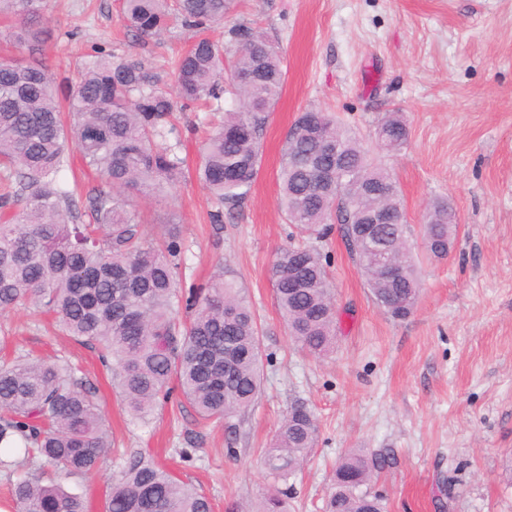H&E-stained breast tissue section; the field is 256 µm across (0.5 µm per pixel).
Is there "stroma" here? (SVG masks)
<instances>
[{
  "label": "stroma",
  "instance_id": "1",
  "mask_svg": "<svg viewBox=\"0 0 512 512\" xmlns=\"http://www.w3.org/2000/svg\"><path fill=\"white\" fill-rule=\"evenodd\" d=\"M120 0H45L43 59L64 76L94 47L138 56L166 91L172 57L192 33L171 24L141 42L119 22ZM244 24L277 48L284 87L263 143L259 176L222 227L210 224L211 196L195 172L203 140L222 114L193 104L180 115V152L190 171L165 202H137L145 232L161 234L168 213L182 225L183 287L206 286L217 269L244 288L262 336L261 395L235 432L200 428L179 391L149 420L131 421L97 350L28 307L0 314V336L34 357L65 356L97 390L116 448L141 449L207 495L214 512L254 507L269 480L263 463L283 418L305 404L318 442L292 478L289 512H322L347 454L391 449L396 462L371 482L390 512H512V0H233L209 37ZM335 114L373 143L385 113H404L410 135L385 163L402 191L412 238L426 206L447 200L458 219L450 256L421 257L422 290L403 321L386 315L346 251L339 231L318 241L340 313L336 348L316 359L289 336L268 269L281 249L308 244L278 208L282 147L300 112ZM201 449L178 454L188 432ZM120 458L64 485L89 512Z\"/></svg>",
  "mask_w": 512,
  "mask_h": 512
}]
</instances>
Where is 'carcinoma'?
<instances>
[{
    "label": "carcinoma",
    "mask_w": 512,
    "mask_h": 512,
    "mask_svg": "<svg viewBox=\"0 0 512 512\" xmlns=\"http://www.w3.org/2000/svg\"><path fill=\"white\" fill-rule=\"evenodd\" d=\"M38 0H0L13 16L9 40L17 59L0 60V170L16 189L0 195V313L35 304L81 344L97 345L112 366L133 420L145 422L176 381L204 425L243 417L261 392V342L242 289L215 274L207 287L180 283L179 221L163 225V244L148 243L130 198L161 201L184 175L169 138L174 113L201 99L231 102L209 134L199 177L215 200L209 214L224 223L256 181L262 141L279 99L283 71L275 47L252 27L228 30L229 73L217 43L201 32L224 21L231 0H122L120 20L140 40L163 34L172 20L198 33L173 62L176 95L135 56L120 61L100 47L75 77L44 65ZM401 113L388 112L376 131L381 150L408 140ZM105 187L82 220L73 192L58 181L69 148ZM279 200L287 223L317 238L338 225L345 248L375 304L394 320L413 311L421 290L408 248V224L396 179L335 116L300 113L285 138ZM376 208L392 213L371 224ZM457 232L446 201L433 203L422 225L425 250L436 252ZM385 258L399 266L385 275ZM288 333L315 357L333 351L339 321L326 256L313 246L279 251L269 268ZM62 358L18 357L0 364V470H21L10 483L16 512H87L85 498L55 481L96 471L111 444L93 388ZM318 424L296 405L284 419L264 466L271 489L257 512H288V481L313 452ZM394 463L392 451L354 452L336 468L324 512H387L372 479ZM105 512H212L211 500L146 452L129 450L107 485Z\"/></svg>",
    "instance_id": "1"
}]
</instances>
